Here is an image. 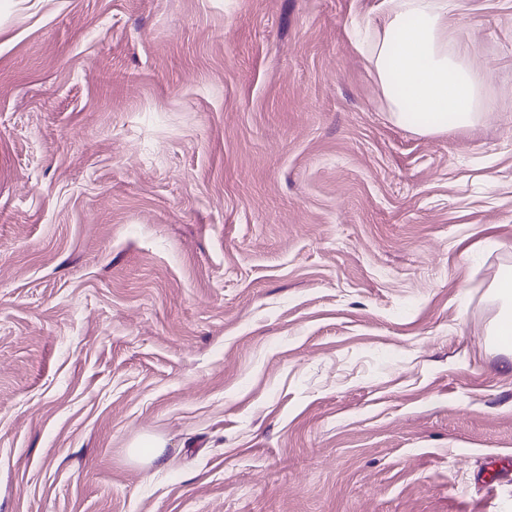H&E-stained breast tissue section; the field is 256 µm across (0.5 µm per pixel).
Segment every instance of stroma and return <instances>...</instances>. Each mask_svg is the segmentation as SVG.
Instances as JSON below:
<instances>
[{"instance_id": "35a3bbf8", "label": "stroma", "mask_w": 512, "mask_h": 512, "mask_svg": "<svg viewBox=\"0 0 512 512\" xmlns=\"http://www.w3.org/2000/svg\"><path fill=\"white\" fill-rule=\"evenodd\" d=\"M379 2L0 0V512H512V0L432 136ZM494 293L502 303L495 320L494 335L507 336L512 334V276L500 278L494 285ZM505 324L508 331H505Z\"/></svg>"}]
</instances>
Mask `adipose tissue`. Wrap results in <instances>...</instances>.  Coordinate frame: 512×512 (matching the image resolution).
<instances>
[{"mask_svg": "<svg viewBox=\"0 0 512 512\" xmlns=\"http://www.w3.org/2000/svg\"><path fill=\"white\" fill-rule=\"evenodd\" d=\"M459 0H384L369 59L392 118L423 135L478 124L493 102L448 22Z\"/></svg>", "mask_w": 512, "mask_h": 512, "instance_id": "adipose-tissue-1", "label": "adipose tissue"}]
</instances>
